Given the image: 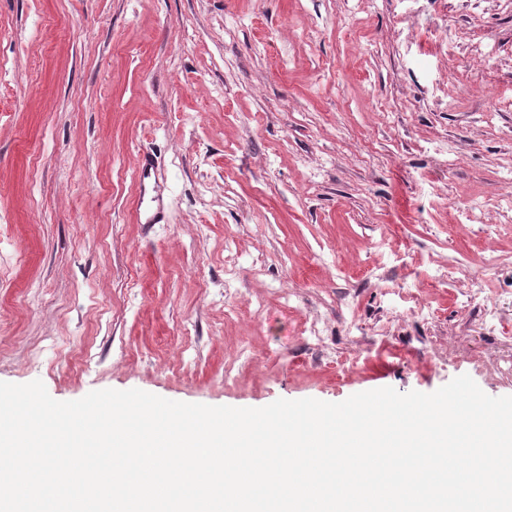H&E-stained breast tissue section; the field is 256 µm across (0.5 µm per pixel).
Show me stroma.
Wrapping results in <instances>:
<instances>
[{
	"instance_id": "1",
	"label": "stroma",
	"mask_w": 512,
	"mask_h": 512,
	"mask_svg": "<svg viewBox=\"0 0 512 512\" xmlns=\"http://www.w3.org/2000/svg\"><path fill=\"white\" fill-rule=\"evenodd\" d=\"M478 37L494 59L449 74ZM142 149L162 224L134 220ZM511 166L499 0H0V382L262 407L466 374L512 396V223L489 240L453 208L492 210ZM439 263L504 300L503 328L450 286L424 290L433 320L404 316L398 287Z\"/></svg>"
}]
</instances>
